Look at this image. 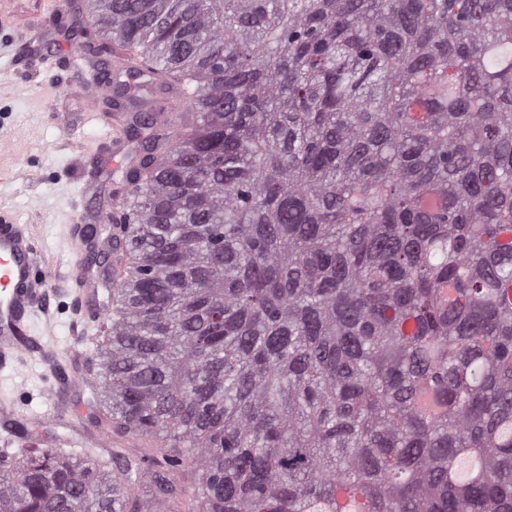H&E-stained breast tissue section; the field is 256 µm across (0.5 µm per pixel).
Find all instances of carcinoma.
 <instances>
[{
	"label": "carcinoma",
	"mask_w": 512,
	"mask_h": 512,
	"mask_svg": "<svg viewBox=\"0 0 512 512\" xmlns=\"http://www.w3.org/2000/svg\"><path fill=\"white\" fill-rule=\"evenodd\" d=\"M86 6L184 111L129 122L118 440L0 456V512H512V0Z\"/></svg>",
	"instance_id": "obj_1"
}]
</instances>
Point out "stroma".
Returning <instances> with one entry per match:
<instances>
[{
  "mask_svg": "<svg viewBox=\"0 0 512 512\" xmlns=\"http://www.w3.org/2000/svg\"><path fill=\"white\" fill-rule=\"evenodd\" d=\"M86 10L60 0H0V209L31 228L37 249L61 271L89 264L94 253L82 229H70L74 210L87 214L97 235L109 237L120 164L102 169L100 142L112 127L108 100L91 101L82 90L92 75L85 60L66 56L78 30L90 26ZM56 56L54 76L46 59ZM52 321L34 319L28 336H41L60 359L95 355L106 334L93 326L74 334V304L66 279L49 287ZM54 382L40 356L22 373L0 377L18 411L33 417L47 409Z\"/></svg>",
  "mask_w": 512,
  "mask_h": 512,
  "instance_id": "1",
  "label": "stroma"
}]
</instances>
